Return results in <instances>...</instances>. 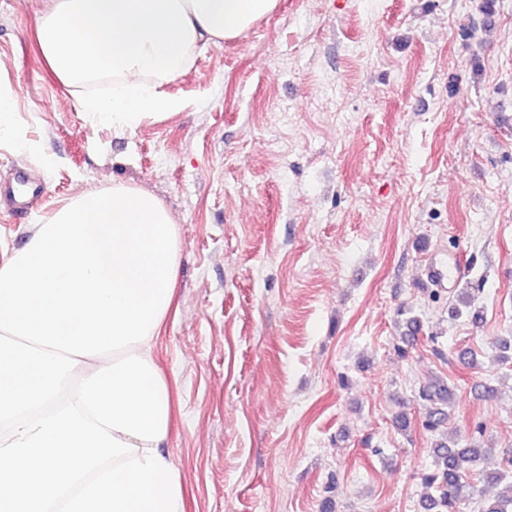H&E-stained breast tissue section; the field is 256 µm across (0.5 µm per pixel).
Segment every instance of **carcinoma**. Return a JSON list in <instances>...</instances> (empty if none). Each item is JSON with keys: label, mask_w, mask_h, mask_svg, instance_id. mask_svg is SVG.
<instances>
[{"label": "carcinoma", "mask_w": 512, "mask_h": 512, "mask_svg": "<svg viewBox=\"0 0 512 512\" xmlns=\"http://www.w3.org/2000/svg\"><path fill=\"white\" fill-rule=\"evenodd\" d=\"M453 313L473 323L482 321L475 306V289L461 288L452 297ZM419 398L427 402L424 427L436 432L448 422V403L455 392L448 381L435 377L419 387ZM432 468L422 476L424 512H459V506L474 501L477 512H512V449L496 458L491 449L461 440H437L430 448ZM481 475L496 486V492L485 495L476 491L474 475Z\"/></svg>", "instance_id": "cac0c4a2"}]
</instances>
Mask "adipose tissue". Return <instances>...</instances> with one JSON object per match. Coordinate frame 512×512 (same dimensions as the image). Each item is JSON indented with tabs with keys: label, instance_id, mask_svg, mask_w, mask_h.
<instances>
[{
	"label": "adipose tissue",
	"instance_id": "ef3b65f1",
	"mask_svg": "<svg viewBox=\"0 0 512 512\" xmlns=\"http://www.w3.org/2000/svg\"><path fill=\"white\" fill-rule=\"evenodd\" d=\"M277 5L50 0L38 42L66 83L115 78L112 96L81 106L124 132L178 108L161 85L197 48L238 39ZM0 141L43 155L2 87ZM178 267L170 213L124 184L62 205L0 263V512H187L166 450L173 384L154 353Z\"/></svg>",
	"mask_w": 512,
	"mask_h": 512
}]
</instances>
